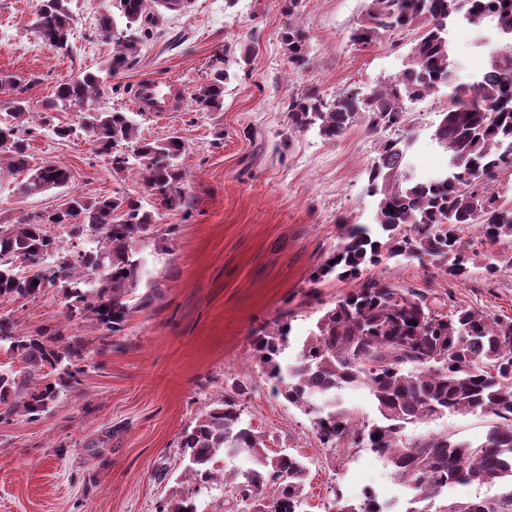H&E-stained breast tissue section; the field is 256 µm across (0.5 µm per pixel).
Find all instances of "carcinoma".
Returning <instances> with one entry per match:
<instances>
[{
  "label": "carcinoma",
  "mask_w": 512,
  "mask_h": 512,
  "mask_svg": "<svg viewBox=\"0 0 512 512\" xmlns=\"http://www.w3.org/2000/svg\"><path fill=\"white\" fill-rule=\"evenodd\" d=\"M157 5L159 0H112L99 22L101 36L113 44L108 69L59 84L42 112L29 111L24 79L0 77V90L7 86L16 93L7 118L0 119V179L22 177L18 191L24 197L69 189L71 169L34 158L30 148L43 128L57 141L76 134L72 125L53 124L52 116L73 109L85 119L112 176L138 177L155 201L149 208L118 189L110 196L77 192L64 207L0 224V302H30L56 286L68 300L70 319L90 320L111 335L129 320V296L140 284L139 243L154 232L158 209L187 206L178 164L186 144L177 135L144 139L127 113L102 111L96 103L106 76L134 61L141 44L156 34L151 8ZM296 8L297 0L285 6L282 42L290 68L299 72L309 64L310 47L306 30L293 21ZM460 11L470 23L491 18L508 36L469 85L454 84L448 41V25ZM73 24L64 0H41L36 26L45 44L68 50ZM410 27L418 36L397 76L366 96L350 89L331 101L311 88L289 102L288 129L315 127L321 137L336 140L358 113L373 131L401 128L406 103L448 87L452 92L431 133L448 156V168L421 178L410 161L414 134L382 140L367 170L369 191L378 196L374 222L344 225L338 250L312 277L317 284L334 274L351 288L318 319L293 361H281L291 327L280 317L256 330L252 345L275 393L310 417L320 444H344L382 458L391 479L408 491V503L424 504L410 512H459L461 502L437 506L436 498L457 485L501 484L508 490L478 499L481 512H512V320L465 307L450 310L443 296L365 275L370 266L403 257L465 280L470 269L464 230L477 227L490 246L512 238V197L509 188L497 187L504 175L512 176V0H366L350 41L366 48ZM229 52L226 47L212 55L206 80L190 94L195 111H222ZM2 348L22 368L0 369V422L47 415L85 375L87 343L60 329L20 333L13 315L0 313ZM358 386L368 390L378 413L370 425L339 408L340 392ZM243 393L213 400L182 432L185 476L199 490L224 486V512H303L307 463L268 448L266 434L245 419ZM463 413L489 418L482 438L404 433L409 424ZM242 453L255 467L217 468L218 459L227 462ZM331 507L396 512L394 502L379 501L371 488L356 502L337 495Z\"/></svg>",
  "instance_id": "obj_1"
}]
</instances>
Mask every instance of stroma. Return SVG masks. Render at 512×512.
<instances>
[{"mask_svg": "<svg viewBox=\"0 0 512 512\" xmlns=\"http://www.w3.org/2000/svg\"><path fill=\"white\" fill-rule=\"evenodd\" d=\"M110 0H67L75 23L69 52L44 44L35 27L39 0H0V77L30 80L31 111H41L56 86L107 67L112 45L98 34ZM285 0H190L180 11L157 8V33L135 63L114 72L98 100L108 110L138 112L142 137L180 136L186 151V210L161 211L158 230L141 245L142 272L136 307L125 329L100 353V330L66 317L67 300L48 288L36 301L0 302L21 330L57 326L84 337L86 375L37 420L0 423V512H158L160 504L192 498L197 512H224V489L195 492L183 476L178 441L217 397L243 390L248 418L268 434L274 450L301 452L311 469L308 512H325L334 496L357 500L364 488L397 501L406 495L387 464L368 451L320 444L310 418L276 396L254 356L255 329L287 314L291 332L282 355L292 360L325 309L349 288L329 277H311L337 250L341 227L372 223L377 199L366 171L385 130L357 119L336 141L310 129L288 130L289 102L315 87L326 100L351 88L369 92L396 76L417 36L415 30L367 48L349 36L365 0H299L296 22L307 32L310 64L293 72L280 32L290 17ZM456 80L471 82L495 47L485 25L459 21L448 31ZM229 47L231 80L219 112H196L189 93L205 80L211 55ZM148 79L167 80L181 105L174 112H141L133 91ZM444 102L432 95L409 103L406 129L418 141L417 174L447 166L431 140ZM35 158L55 160L73 172L75 191L108 195L121 189L142 196L136 179L117 181L91 138L57 142L39 135ZM67 200L49 192L22 198L12 178L0 180V224L54 209ZM470 275L455 281L415 260L369 268L398 288L447 295L454 306L512 319V239L489 246L477 229L464 234ZM497 261L501 272L487 278ZM487 418L447 415L409 425L411 437L455 433L480 439Z\"/></svg>", "mask_w": 512, "mask_h": 512, "instance_id": "1", "label": "stroma"}]
</instances>
